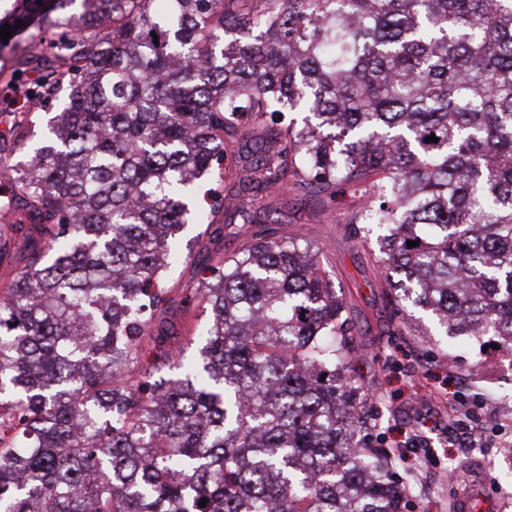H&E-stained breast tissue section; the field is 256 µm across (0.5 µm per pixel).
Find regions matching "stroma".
Instances as JSON below:
<instances>
[{"instance_id":"1","label":"stroma","mask_w":512,"mask_h":512,"mask_svg":"<svg viewBox=\"0 0 512 512\" xmlns=\"http://www.w3.org/2000/svg\"><path fill=\"white\" fill-rule=\"evenodd\" d=\"M361 200L339 198L326 210L314 196L284 197L279 206L283 235L300 233L320 250V259L353 308L359 356L354 374L367 399L361 410L365 441L394 454L389 469L401 483L407 512H456L465 494L482 512H512V359L498 349L483 353L464 341L437 335L429 318L410 320L384 294L374 244L344 232ZM201 317L171 311L156 325L167 348L193 357L188 343ZM477 406L474 447L455 446L461 404ZM424 427L426 444L402 442Z\"/></svg>"}]
</instances>
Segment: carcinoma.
Listing matches in <instances>:
<instances>
[{"label":"carcinoma","instance_id":"1","mask_svg":"<svg viewBox=\"0 0 512 512\" xmlns=\"http://www.w3.org/2000/svg\"><path fill=\"white\" fill-rule=\"evenodd\" d=\"M21 20L46 56L0 39L27 97L0 132V260L25 257L0 289V512H402L343 291L241 198L359 196L344 231L382 229L390 298L512 353V0H0ZM228 195L241 247L170 285ZM191 307L198 357L144 346Z\"/></svg>","mask_w":512,"mask_h":512}]
</instances>
